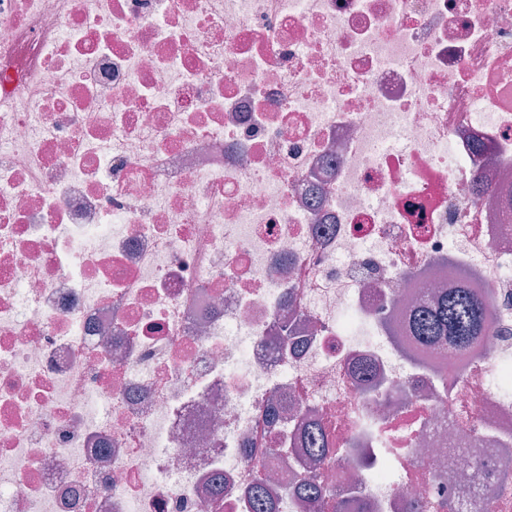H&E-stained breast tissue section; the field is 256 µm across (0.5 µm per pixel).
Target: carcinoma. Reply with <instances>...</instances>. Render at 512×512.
<instances>
[{
    "instance_id": "1",
    "label": "carcinoma",
    "mask_w": 512,
    "mask_h": 512,
    "mask_svg": "<svg viewBox=\"0 0 512 512\" xmlns=\"http://www.w3.org/2000/svg\"><path fill=\"white\" fill-rule=\"evenodd\" d=\"M487 317L484 301L468 289L453 288L416 308L411 319V332L424 345L446 344L463 351L483 335ZM304 442L311 460L322 458L326 451L324 437L316 427L307 430ZM294 493L303 502H316L323 497L324 485L318 475H304ZM251 496L254 512H275L276 497L267 486L254 485Z\"/></svg>"
}]
</instances>
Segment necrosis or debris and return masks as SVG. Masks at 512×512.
I'll return each instance as SVG.
<instances>
[{
  "label": "necrosis or debris",
  "instance_id": "4bbe7bcc",
  "mask_svg": "<svg viewBox=\"0 0 512 512\" xmlns=\"http://www.w3.org/2000/svg\"><path fill=\"white\" fill-rule=\"evenodd\" d=\"M1 101L0 512H512V0H0ZM487 317L484 301L468 289L453 288L416 308L411 332L424 345L447 344L463 351L483 335ZM294 493L303 502H316L323 497L324 485L317 474L303 475L295 486Z\"/></svg>",
  "mask_w": 512,
  "mask_h": 512
}]
</instances>
